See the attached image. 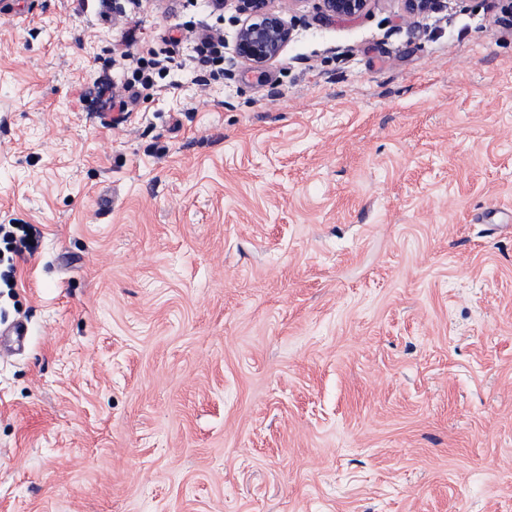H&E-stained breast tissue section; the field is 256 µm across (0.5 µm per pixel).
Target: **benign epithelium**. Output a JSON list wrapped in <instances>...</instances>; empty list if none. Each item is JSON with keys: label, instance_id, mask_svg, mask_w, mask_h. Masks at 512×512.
Segmentation results:
<instances>
[{"label": "benign epithelium", "instance_id": "7a95c632", "mask_svg": "<svg viewBox=\"0 0 512 512\" xmlns=\"http://www.w3.org/2000/svg\"><path fill=\"white\" fill-rule=\"evenodd\" d=\"M241 16L232 54L224 58V77L232 79L242 66L257 71L275 61L288 43V23L270 5V0H234ZM322 9L331 18L354 17L365 12L369 0H321ZM443 0H404L410 15H425L438 10Z\"/></svg>", "mask_w": 512, "mask_h": 512}]
</instances>
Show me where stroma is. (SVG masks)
<instances>
[{
    "mask_svg": "<svg viewBox=\"0 0 512 512\" xmlns=\"http://www.w3.org/2000/svg\"><path fill=\"white\" fill-rule=\"evenodd\" d=\"M501 5L272 0L281 56L203 86L232 0H6L0 512H512ZM128 36L171 64L119 110ZM322 9L327 17H354L365 12L369 0H321ZM214 33L215 35L210 34V31H208L203 32L198 36V39L202 42L206 49V51L200 55V62L203 65L221 59V51L219 48H223V36L218 31H215ZM1 242L9 253L21 254L23 251L33 253L36 248L32 227L28 224H1ZM28 336V326L23 320H18L4 329L0 328V349L22 351L26 348Z\"/></svg>",
    "mask_w": 512,
    "mask_h": 512,
    "instance_id": "35a3bbf8",
    "label": "stroma"
}]
</instances>
